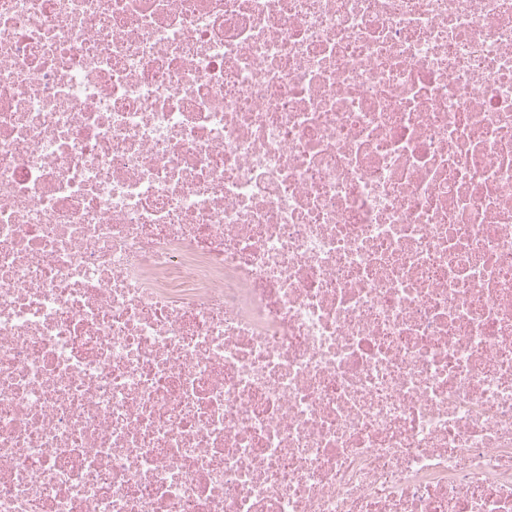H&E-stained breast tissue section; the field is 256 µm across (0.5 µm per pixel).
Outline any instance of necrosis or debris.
<instances>
[{"label":"necrosis or debris","instance_id":"obj_1","mask_svg":"<svg viewBox=\"0 0 512 512\" xmlns=\"http://www.w3.org/2000/svg\"><path fill=\"white\" fill-rule=\"evenodd\" d=\"M0 512H512V0H0Z\"/></svg>","mask_w":512,"mask_h":512}]
</instances>
